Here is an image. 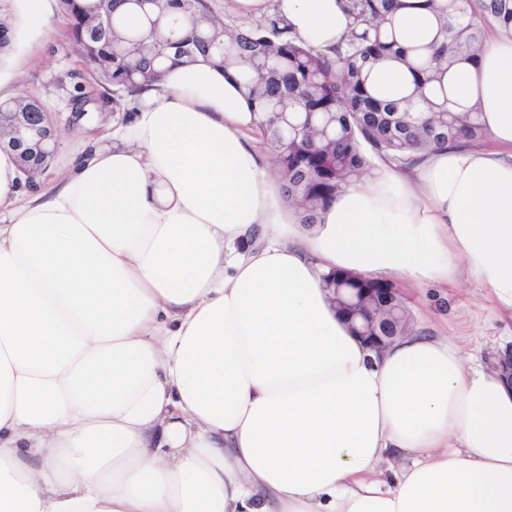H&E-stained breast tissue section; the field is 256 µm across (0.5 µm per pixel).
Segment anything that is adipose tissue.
Returning a JSON list of instances; mask_svg holds the SVG:
<instances>
[{
  "label": "adipose tissue",
  "mask_w": 512,
  "mask_h": 512,
  "mask_svg": "<svg viewBox=\"0 0 512 512\" xmlns=\"http://www.w3.org/2000/svg\"><path fill=\"white\" fill-rule=\"evenodd\" d=\"M326 53L345 0H224ZM492 151L348 187L303 232L232 71L170 68L60 182L0 146V512H512V388L450 339L376 351L336 269L464 267L512 315V39L455 79Z\"/></svg>",
  "instance_id": "1"
}]
</instances>
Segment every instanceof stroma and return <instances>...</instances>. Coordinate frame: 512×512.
I'll use <instances>...</instances> for the list:
<instances>
[{
    "label": "stroma",
    "instance_id": "stroma-1",
    "mask_svg": "<svg viewBox=\"0 0 512 512\" xmlns=\"http://www.w3.org/2000/svg\"><path fill=\"white\" fill-rule=\"evenodd\" d=\"M50 38L34 39L24 30L15 33L7 57L0 59V70L17 71L9 87L12 96L37 95L46 103L59 122L58 149L36 182L46 188L68 173L73 163L90 150L97 137H109L114 125L131 121L136 110L135 97H125L123 107L110 119L84 129L67 125L70 98L76 86L100 93L93 81L80 80L79 55L66 41V25L61 14L51 17ZM393 283L403 296L414 326L434 336L451 337L464 351L476 356L483 367L493 364L497 353L512 344V317L498 311L481 289L465 276H458L449 286L413 287L405 278L394 277Z\"/></svg>",
    "mask_w": 512,
    "mask_h": 512
}]
</instances>
